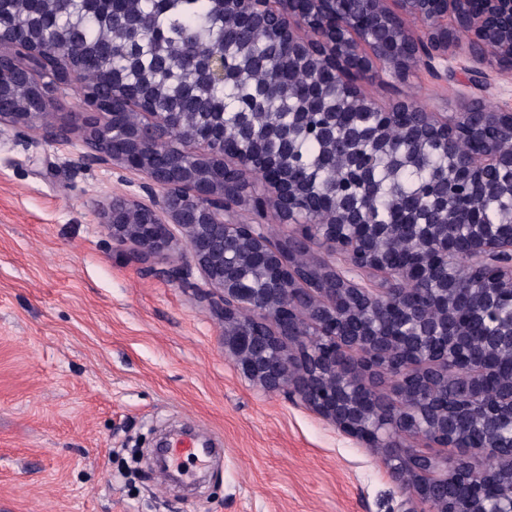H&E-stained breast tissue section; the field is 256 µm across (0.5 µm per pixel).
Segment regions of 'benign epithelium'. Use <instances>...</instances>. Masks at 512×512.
Wrapping results in <instances>:
<instances>
[{
	"label": "benign epithelium",
	"instance_id": "obj_1",
	"mask_svg": "<svg viewBox=\"0 0 512 512\" xmlns=\"http://www.w3.org/2000/svg\"><path fill=\"white\" fill-rule=\"evenodd\" d=\"M233 14L252 17L290 60L328 69L344 99L378 113L387 128L410 116L411 140L438 147L450 139L476 143L456 162L448 183L433 190L431 205L448 213V198L467 200L479 182L512 187V148L500 133L512 130V109L468 102L461 111L429 112L406 101L382 111L362 94L359 79L380 67L404 80L421 63L437 75L438 62L462 54L473 63L470 83L488 74L512 75V0H226ZM423 23L412 30L407 20ZM224 59L205 61L204 80L224 82ZM56 87L29 112L0 110V136L42 123L52 141L69 130L52 120L56 93L72 86L73 72L57 69ZM169 112H111L86 122L81 158L145 175V203L117 195L101 210L112 241L139 265L171 262L169 280L194 283L224 324V352L268 392L298 398L325 421L367 448L380 450L388 475L415 473L413 494L395 512H512V227L458 224L430 239L423 253L382 255L367 216L339 205L334 224L299 217L303 196L276 161L255 157L240 144L224 151L215 130H200L195 154L219 173L190 175L184 151L171 144ZM264 175L245 178L253 166ZM248 200L274 210L295 230L270 242L262 224L231 214ZM327 248L341 265L307 261L313 247ZM465 255L480 277L474 288L455 285L457 258ZM266 269L263 288H246L240 269ZM497 316L476 346L475 318ZM427 435L446 455L410 453L403 438ZM492 459L491 470L468 458Z\"/></svg>",
	"mask_w": 512,
	"mask_h": 512
}]
</instances>
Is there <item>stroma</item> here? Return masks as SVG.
I'll list each match as a JSON object with an SVG mask.
<instances>
[{"mask_svg":"<svg viewBox=\"0 0 512 512\" xmlns=\"http://www.w3.org/2000/svg\"><path fill=\"white\" fill-rule=\"evenodd\" d=\"M467 61L437 77L383 73L360 86L378 106L456 112L467 96L512 105V78L483 90ZM56 122L0 136V512H392L403 488L299 400L267 393L225 354L222 326L192 290L128 260L98 213L141 196L142 174L80 161L79 87ZM189 428L223 456L191 488L160 482L157 440Z\"/></svg>","mask_w":512,"mask_h":512,"instance_id":"35a3bbf8","label":"stroma"}]
</instances>
